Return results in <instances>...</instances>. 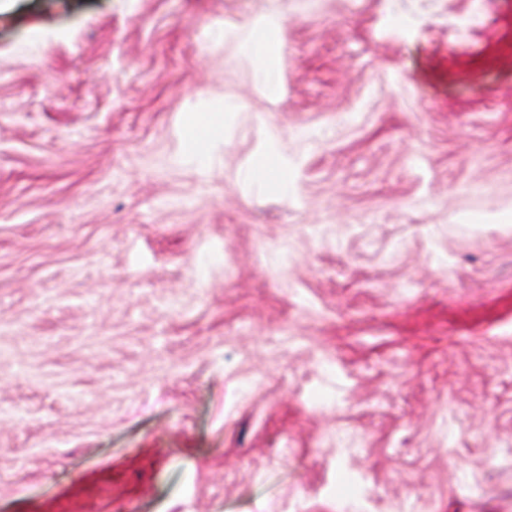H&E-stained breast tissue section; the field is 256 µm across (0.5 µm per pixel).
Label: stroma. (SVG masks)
<instances>
[{
    "instance_id": "1",
    "label": "stroma",
    "mask_w": 512,
    "mask_h": 512,
    "mask_svg": "<svg viewBox=\"0 0 512 512\" xmlns=\"http://www.w3.org/2000/svg\"><path fill=\"white\" fill-rule=\"evenodd\" d=\"M0 512H512V0H0Z\"/></svg>"
}]
</instances>
